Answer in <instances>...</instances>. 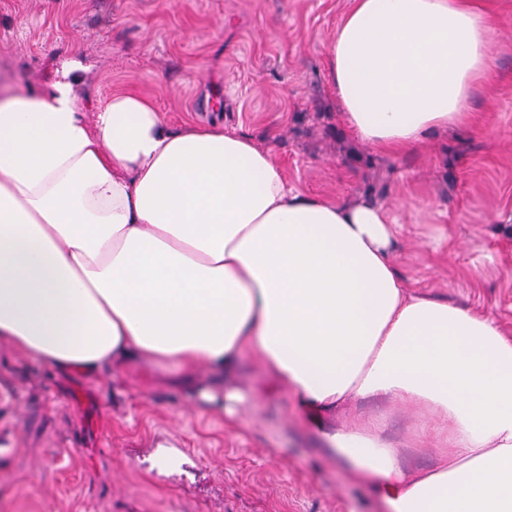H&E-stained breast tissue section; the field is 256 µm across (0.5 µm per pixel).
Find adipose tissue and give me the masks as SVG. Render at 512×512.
<instances>
[{
    "label": "adipose tissue",
    "mask_w": 512,
    "mask_h": 512,
    "mask_svg": "<svg viewBox=\"0 0 512 512\" xmlns=\"http://www.w3.org/2000/svg\"><path fill=\"white\" fill-rule=\"evenodd\" d=\"M494 31L487 0H352L329 73L356 139L398 155L466 124ZM398 222L289 186L241 131H171L142 96L89 120L70 82L0 87V341L105 384L203 370L201 399L232 406L251 353L388 512H512V336L409 290ZM366 402L421 416L406 443L430 466L405 467Z\"/></svg>",
    "instance_id": "ef3b65f1"
}]
</instances>
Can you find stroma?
<instances>
[{
	"mask_svg": "<svg viewBox=\"0 0 512 512\" xmlns=\"http://www.w3.org/2000/svg\"><path fill=\"white\" fill-rule=\"evenodd\" d=\"M350 0H0V82L69 81L86 114L150 98L173 129L219 120L271 149L289 185L398 211L392 260L415 290L512 331V0H493L492 68L469 125L410 153L352 134L327 41ZM165 367L110 386L0 341V512H384L319 448L304 410L245 355L234 415ZM173 454L155 465L159 445Z\"/></svg>",
	"mask_w": 512,
	"mask_h": 512,
	"instance_id": "obj_1",
	"label": "stroma"
}]
</instances>
